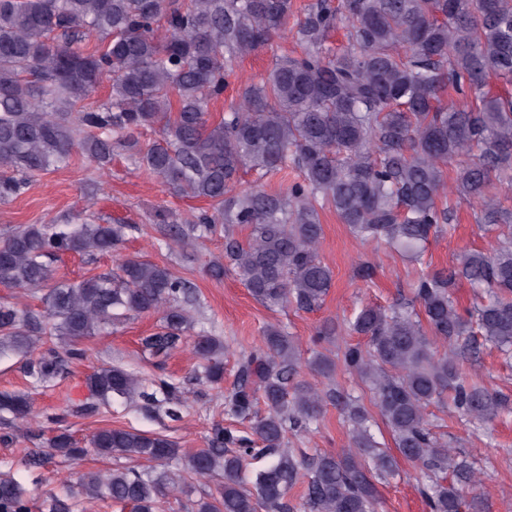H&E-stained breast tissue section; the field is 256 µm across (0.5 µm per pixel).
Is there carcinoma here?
Here are the masks:
<instances>
[{"label": "carcinoma", "instance_id": "obj_1", "mask_svg": "<svg viewBox=\"0 0 512 512\" xmlns=\"http://www.w3.org/2000/svg\"><path fill=\"white\" fill-rule=\"evenodd\" d=\"M292 13L293 0H0V168L13 171L0 178V202L75 151L105 170L121 141L174 193L209 202L211 213L183 224L164 211L157 218L176 243L224 227L227 264L213 263L210 276L222 278L227 266L265 306L301 310L320 307L333 285L319 255L320 211L334 210L356 239L416 260L430 236L451 230L455 201L476 204V223L498 231L495 247L464 250L452 267L420 272L412 303L424 317L364 306L349 329L367 345L334 358L319 352L312 361L327 377L339 361L368 384L399 454L428 481L429 512H461L475 472L431 431L426 409L448 401L482 425L505 408L496 393L466 380L460 360L477 351L479 336L512 351V207L504 195L512 189V93L487 90L492 78L512 83V0H317L290 29ZM343 19L348 44L331 56L323 41ZM285 32L300 52L276 58L262 82L219 122H208L233 62ZM90 33L99 44L81 48ZM105 81L107 100L82 105ZM449 86L461 100L442 102ZM145 128L158 129L163 143L138 147L134 134ZM290 165L301 180L285 191L237 188L245 167L273 175ZM237 226L249 229L246 239L235 237ZM126 228L27 224L0 243L1 285L46 288L42 311L0 301V351L29 356L33 383L51 382L61 355H83L76 340L131 312L163 311L160 331L145 339L158 357L191 328L197 298L164 265L125 259L115 274L54 280L44 258L116 252ZM459 281L486 290L472 311L461 310L451 293ZM432 335L448 350H435ZM194 351L207 361L205 382L219 387L223 341L200 335ZM299 363L294 337L267 326L224 400V414L242 428L215 427L207 447L187 456L160 433L101 428L90 439L98 454L149 466L86 473L78 493L160 512L182 479L180 467L224 478L196 501V512H293L287 497L299 482L306 512H376L377 483L395 475L394 456L371 433L372 415L359 399L297 379ZM85 385L80 414L136 396L181 418L182 384L169 377L144 385L106 364ZM328 404L349 426L348 448L314 455L285 448L288 432L310 429ZM0 411L27 419L29 396L0 393ZM47 447L73 460L86 452L65 431ZM262 459L267 463L247 477L249 462ZM467 505L478 510L481 498ZM75 507V496L52 495L46 512ZM0 512H31L29 491L11 477H0Z\"/></svg>", "mask_w": 512, "mask_h": 512}]
</instances>
